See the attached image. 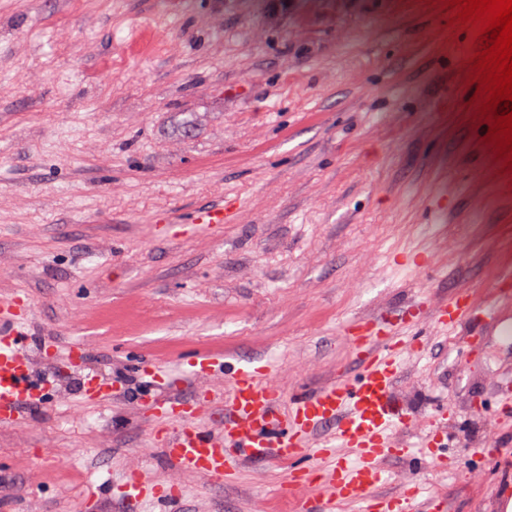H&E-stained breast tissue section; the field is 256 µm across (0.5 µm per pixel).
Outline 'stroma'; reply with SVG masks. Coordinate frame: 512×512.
Segmentation results:
<instances>
[{"label":"stroma","instance_id":"35a3bbf8","mask_svg":"<svg viewBox=\"0 0 512 512\" xmlns=\"http://www.w3.org/2000/svg\"><path fill=\"white\" fill-rule=\"evenodd\" d=\"M449 17L437 0H0V300L27 311L50 384L0 428V512H160L89 499L134 470L179 486L176 512H296L309 458L249 460L228 484L175 469L151 365L260 354L289 396L357 373L352 323L499 291L512 166ZM219 204L223 224L188 223ZM505 324L512 305L415 323L395 397L413 444L447 407V466L389 458L386 491L512 512ZM91 377L112 397L87 401Z\"/></svg>","mask_w":512,"mask_h":512}]
</instances>
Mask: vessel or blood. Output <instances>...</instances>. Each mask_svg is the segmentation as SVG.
Masks as SVG:
<instances>
[{
	"mask_svg": "<svg viewBox=\"0 0 512 512\" xmlns=\"http://www.w3.org/2000/svg\"><path fill=\"white\" fill-rule=\"evenodd\" d=\"M476 310L467 295L440 304L432 313L434 323L456 330ZM16 302L0 304V426L19 419V407L39 401L44 384L36 377L31 360L21 347L22 332ZM350 349L361 362L355 379L338 378L314 391L284 399L264 377L259 358L224 370L220 353L200 355L189 376L199 380L228 373L231 392H210L202 404L189 403L170 390L152 402L155 418L179 419L175 428L155 435L171 462L179 470L205 478L228 481L239 464L249 459L287 460L309 455L323 462L317 474L325 490L321 512H336L341 502L368 500L367 512H444L442 497H420L409 483L392 496L377 495L385 480L384 460L407 456L402 430L413 420L399 410L395 388L406 351L411 343L377 320H362L348 331ZM223 405L224 416L210 433L196 423L198 417L214 415ZM334 424L332 435L319 436V429ZM125 498L151 499L170 506L181 496L172 486L162 489L140 473L128 474L121 486Z\"/></svg>",
	"mask_w": 512,
	"mask_h": 512,
	"instance_id": "vessel-or-blood-1",
	"label": "vessel or blood"
}]
</instances>
